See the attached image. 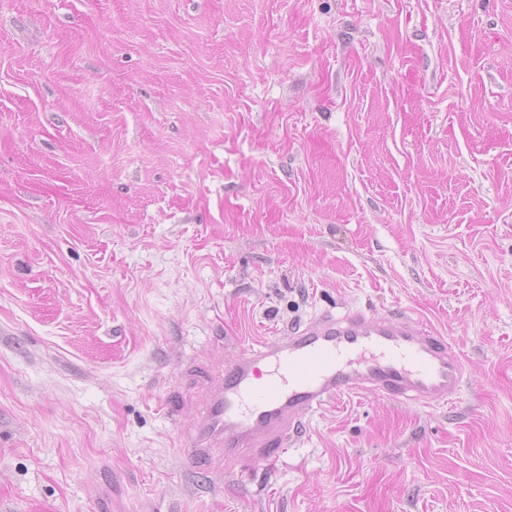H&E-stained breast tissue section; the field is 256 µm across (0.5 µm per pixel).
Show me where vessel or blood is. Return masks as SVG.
<instances>
[{"label":"vessel or blood","instance_id":"vessel-or-blood-1","mask_svg":"<svg viewBox=\"0 0 512 512\" xmlns=\"http://www.w3.org/2000/svg\"><path fill=\"white\" fill-rule=\"evenodd\" d=\"M463 384L457 353L419 318L326 314L227 363L182 452L199 461L221 448L230 471L246 458L276 462L303 417L337 395L367 391L430 406Z\"/></svg>","mask_w":512,"mask_h":512}]
</instances>
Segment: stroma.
Returning <instances> with one entry per match:
<instances>
[{"mask_svg":"<svg viewBox=\"0 0 512 512\" xmlns=\"http://www.w3.org/2000/svg\"><path fill=\"white\" fill-rule=\"evenodd\" d=\"M354 309L461 390L185 462L243 347ZM0 512H512V0H0Z\"/></svg>","mask_w":512,"mask_h":512,"instance_id":"obj_1","label":"stroma"}]
</instances>
